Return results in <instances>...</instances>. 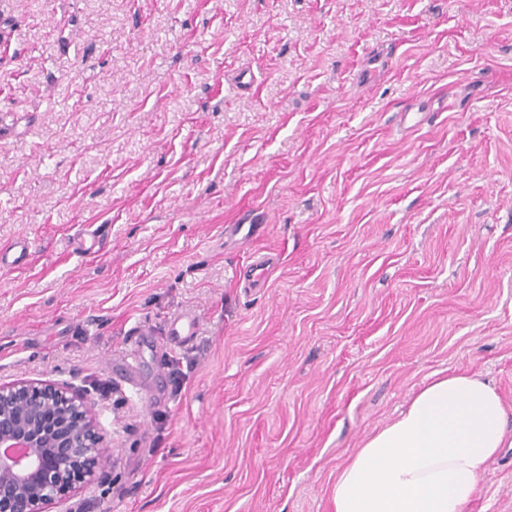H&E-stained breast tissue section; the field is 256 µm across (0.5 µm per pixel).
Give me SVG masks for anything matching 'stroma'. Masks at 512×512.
Here are the masks:
<instances>
[{"label":"stroma","mask_w":512,"mask_h":512,"mask_svg":"<svg viewBox=\"0 0 512 512\" xmlns=\"http://www.w3.org/2000/svg\"><path fill=\"white\" fill-rule=\"evenodd\" d=\"M20 241L0 381L90 394L82 512H330L432 373L512 412V0H0ZM466 512H512V447ZM169 336H176L174 343L179 346L188 344L198 336V325L194 320H185L184 317L174 318L169 325Z\"/></svg>","instance_id":"35a3bbf8"}]
</instances>
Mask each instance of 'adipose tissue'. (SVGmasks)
<instances>
[{"label": "adipose tissue", "mask_w": 512, "mask_h": 512, "mask_svg": "<svg viewBox=\"0 0 512 512\" xmlns=\"http://www.w3.org/2000/svg\"><path fill=\"white\" fill-rule=\"evenodd\" d=\"M512 447L507 411L480 376L436 373L340 466L332 512H464L490 459Z\"/></svg>", "instance_id": "1"}]
</instances>
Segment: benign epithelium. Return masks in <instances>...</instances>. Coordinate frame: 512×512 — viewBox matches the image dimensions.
I'll list each match as a JSON object with an SVG mask.
<instances>
[{
  "label": "benign epithelium",
  "mask_w": 512,
  "mask_h": 512,
  "mask_svg": "<svg viewBox=\"0 0 512 512\" xmlns=\"http://www.w3.org/2000/svg\"><path fill=\"white\" fill-rule=\"evenodd\" d=\"M88 393L67 382H0V512H77L78 490L112 464Z\"/></svg>",
  "instance_id": "obj_1"
}]
</instances>
